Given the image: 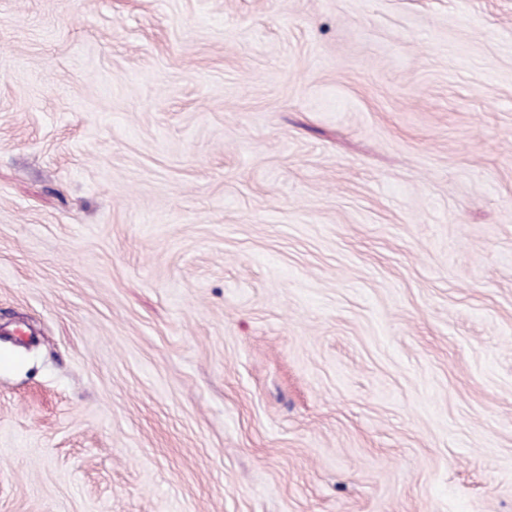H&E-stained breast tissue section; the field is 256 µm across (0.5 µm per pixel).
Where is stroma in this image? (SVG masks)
<instances>
[{
	"mask_svg": "<svg viewBox=\"0 0 512 512\" xmlns=\"http://www.w3.org/2000/svg\"><path fill=\"white\" fill-rule=\"evenodd\" d=\"M0 512H512V0H0Z\"/></svg>",
	"mask_w": 512,
	"mask_h": 512,
	"instance_id": "obj_1",
	"label": "stroma"
}]
</instances>
